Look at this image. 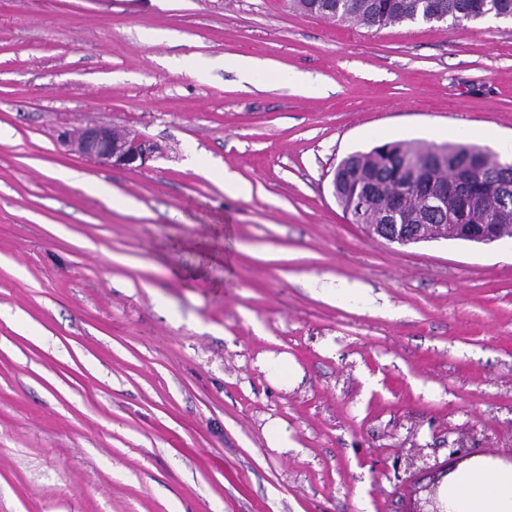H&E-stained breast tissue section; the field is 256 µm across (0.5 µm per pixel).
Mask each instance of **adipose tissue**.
Returning <instances> with one entry per match:
<instances>
[{
    "mask_svg": "<svg viewBox=\"0 0 512 512\" xmlns=\"http://www.w3.org/2000/svg\"><path fill=\"white\" fill-rule=\"evenodd\" d=\"M439 494L450 512H512V466L470 459L449 473Z\"/></svg>",
    "mask_w": 512,
    "mask_h": 512,
    "instance_id": "1",
    "label": "adipose tissue"
}]
</instances>
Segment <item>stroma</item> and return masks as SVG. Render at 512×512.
I'll return each mask as SVG.
<instances>
[{
  "label": "stroma",
  "mask_w": 512,
  "mask_h": 512,
  "mask_svg": "<svg viewBox=\"0 0 512 512\" xmlns=\"http://www.w3.org/2000/svg\"><path fill=\"white\" fill-rule=\"evenodd\" d=\"M225 55L266 69L179 65ZM97 125L152 159L58 138ZM393 139L512 148V23L0 0V512H408L398 449L512 464V240L352 223L333 171ZM279 356L285 385L262 367ZM275 420L292 447L269 446ZM61 141L78 154L108 167L134 169L148 158L146 141L131 132L115 136L112 127L93 126L81 129L78 136L65 131Z\"/></svg>",
  "instance_id": "35a3bbf8"
}]
</instances>
